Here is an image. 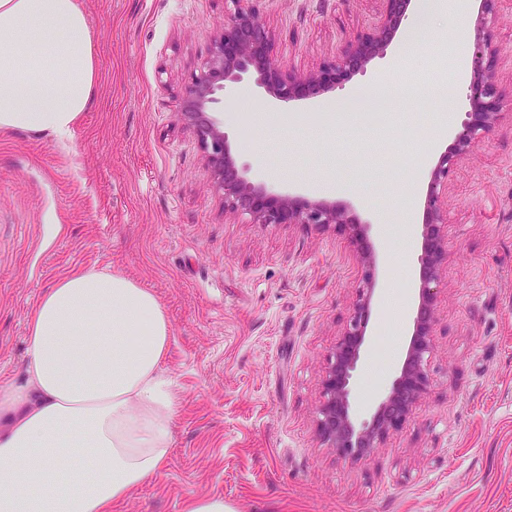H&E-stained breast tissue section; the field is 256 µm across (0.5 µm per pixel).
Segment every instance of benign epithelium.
Returning <instances> with one entry per match:
<instances>
[{"label": "benign epithelium", "mask_w": 512, "mask_h": 512, "mask_svg": "<svg viewBox=\"0 0 512 512\" xmlns=\"http://www.w3.org/2000/svg\"><path fill=\"white\" fill-rule=\"evenodd\" d=\"M233 10L224 14V23L215 38L205 70L188 89L184 113L194 124L201 141L205 162L224 194V208L250 216L258 224L345 225L353 229V242L364 244L369 225L362 224L334 203L270 194L261 184L248 180L246 169L238 168L219 122L212 117L223 102L227 84L241 80L254 69L258 84L281 105L296 100L300 90L321 87L331 76L361 70L374 50L385 44L402 23L409 0H384L380 23L360 34L317 72H297L284 68L269 54L272 33L261 21L254 0H229ZM499 0H482L483 33L478 40L474 68L477 83L474 94L486 99L485 112L465 123V132L455 147L438 158L426 198L427 219L423 224L422 253L419 258V304L413 332L399 375L389 392L378 402L370 418L357 422L351 413L352 380L367 341L366 329L373 300V283L365 282L353 306L349 327L336 343L322 382L318 432L322 441L342 454H356L375 448L387 435L400 429L426 393L431 379L425 356L432 349V327L436 319L435 301L439 269L448 249L441 215V188L457 157L479 143L498 117V91L493 81L496 52L492 47L489 24Z\"/></svg>", "instance_id": "1"}]
</instances>
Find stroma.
<instances>
[{
    "label": "stroma",
    "instance_id": "35a3bbf8",
    "mask_svg": "<svg viewBox=\"0 0 512 512\" xmlns=\"http://www.w3.org/2000/svg\"><path fill=\"white\" fill-rule=\"evenodd\" d=\"M89 15L96 90L69 145L0 131V385L19 379L28 315L77 268L134 278L171 325L163 368L177 380L171 451L112 512H184L220 495L227 512H512V0L493 31L501 116L462 155L442 193L432 384L410 419L359 459L318 436L321 385L365 277L374 306L352 383L357 420L389 391L417 304L424 201L433 161L472 111L465 73L439 143L427 95L356 117L380 81H437L443 44L474 52L478 0L439 21L408 55L389 40L364 71L288 107L257 83L229 84L215 114L250 181L278 195L335 184L325 201L368 222L367 264L348 228L256 224L226 211L183 97L200 76L226 0H78ZM270 53L309 72L374 27L383 0H259ZM411 155L397 183L391 161ZM373 196L363 206L358 192Z\"/></svg>",
    "mask_w": 512,
    "mask_h": 512
}]
</instances>
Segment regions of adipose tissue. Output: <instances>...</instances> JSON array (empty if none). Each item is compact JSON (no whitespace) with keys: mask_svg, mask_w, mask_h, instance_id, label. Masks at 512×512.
<instances>
[{"mask_svg":"<svg viewBox=\"0 0 512 512\" xmlns=\"http://www.w3.org/2000/svg\"><path fill=\"white\" fill-rule=\"evenodd\" d=\"M462 0H418L407 43ZM96 83L91 22L77 0H0V130L71 138ZM19 381L0 386V512H112L171 450L170 325L120 273L77 269L27 322Z\"/></svg>","mask_w":512,"mask_h":512,"instance_id":"obj_1","label":"adipose tissue"}]
</instances>
